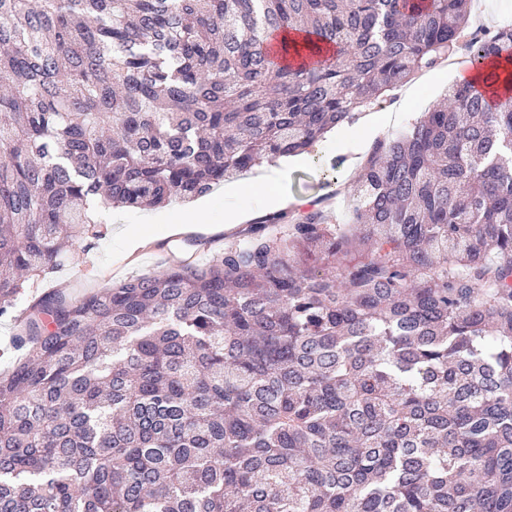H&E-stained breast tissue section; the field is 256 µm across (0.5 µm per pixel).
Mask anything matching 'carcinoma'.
<instances>
[{
    "instance_id": "carcinoma-1",
    "label": "carcinoma",
    "mask_w": 512,
    "mask_h": 512,
    "mask_svg": "<svg viewBox=\"0 0 512 512\" xmlns=\"http://www.w3.org/2000/svg\"><path fill=\"white\" fill-rule=\"evenodd\" d=\"M468 2L0 0V317L92 203L203 197L461 46L478 70L376 143L348 224L30 305L0 512H512V26L460 43Z\"/></svg>"
}]
</instances>
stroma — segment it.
Here are the masks:
<instances>
[{"mask_svg": "<svg viewBox=\"0 0 512 512\" xmlns=\"http://www.w3.org/2000/svg\"><path fill=\"white\" fill-rule=\"evenodd\" d=\"M469 17L468 29L472 32L493 31L510 25L512 0H471ZM456 64L453 70L440 64L428 68L429 79L418 95L407 99L400 90H393L363 110L353 124L326 133L308 149V164L285 168L278 185L279 194L297 200L324 201L330 223H347L351 190L357 184V176L349 177L347 193L337 198L331 194L344 165L354 156H368L377 140L404 131L442 100L449 84L456 81L457 71L472 69L466 50L457 51ZM392 112L400 113L398 122L388 121L387 116ZM185 208L184 202L173 200L155 209L126 210L118 223L113 222L111 209L100 210L98 220L104 229L103 236L78 244L64 266L26 289L17 299L12 316L0 318V353L11 349L18 316L45 292L60 289L70 298L79 299L125 278L152 274L184 262L200 266L245 233L246 227L242 224L236 225L233 231L216 235L174 233L173 227ZM144 232L152 235V245L137 254H129L128 240Z\"/></svg>", "mask_w": 512, "mask_h": 512, "instance_id": "1", "label": "stroma"}]
</instances>
